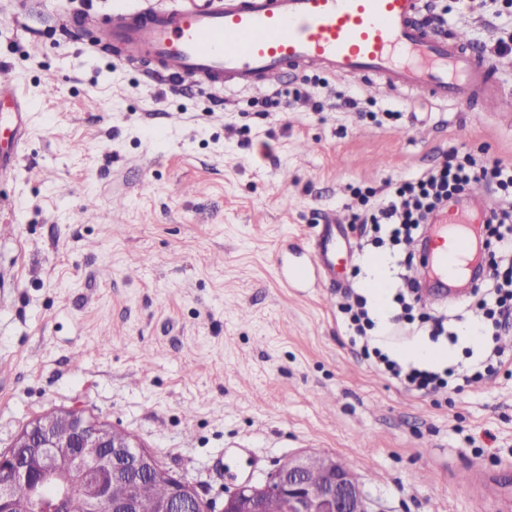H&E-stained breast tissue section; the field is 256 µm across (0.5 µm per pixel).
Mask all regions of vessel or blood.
Instances as JSON below:
<instances>
[{
	"instance_id": "vessel-or-blood-1",
	"label": "vessel or blood",
	"mask_w": 512,
	"mask_h": 512,
	"mask_svg": "<svg viewBox=\"0 0 512 512\" xmlns=\"http://www.w3.org/2000/svg\"><path fill=\"white\" fill-rule=\"evenodd\" d=\"M427 0H191L156 8L149 0H119L99 23L103 46L127 61H146L153 74L213 87L279 88L300 69L359 79L364 86L415 91L444 103L472 100L483 112H512V95L495 82L498 62L475 55L468 40L424 24ZM12 116L0 127L11 145L0 152V173L26 135L28 105L0 77V102ZM473 211L450 210L435 220L433 250L420 278L466 275L481 240L484 191L468 188Z\"/></svg>"
}]
</instances>
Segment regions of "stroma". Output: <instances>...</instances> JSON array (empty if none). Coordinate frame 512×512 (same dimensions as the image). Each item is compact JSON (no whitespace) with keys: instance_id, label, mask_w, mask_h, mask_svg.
I'll return each instance as SVG.
<instances>
[{"instance_id":"stroma-1","label":"stroma","mask_w":512,"mask_h":512,"mask_svg":"<svg viewBox=\"0 0 512 512\" xmlns=\"http://www.w3.org/2000/svg\"><path fill=\"white\" fill-rule=\"evenodd\" d=\"M111 0H0V65L30 105L0 176V451L32 420L79 409L131 435L213 512L225 491L293 454L353 466L375 512H499L477 469L512 496V373L421 395L352 346L339 312L365 292L354 189L443 165L449 151L512 164V125L353 78L289 73L295 101L149 80L90 48ZM446 29L484 54L512 44V0ZM353 98V108L340 106ZM355 253L285 285L328 220ZM150 364H143V353Z\"/></svg>"}]
</instances>
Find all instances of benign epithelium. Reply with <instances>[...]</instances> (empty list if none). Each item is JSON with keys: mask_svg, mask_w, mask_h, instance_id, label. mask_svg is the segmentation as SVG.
Instances as JSON below:
<instances>
[{"mask_svg": "<svg viewBox=\"0 0 512 512\" xmlns=\"http://www.w3.org/2000/svg\"><path fill=\"white\" fill-rule=\"evenodd\" d=\"M60 447L73 452L63 456ZM314 471L317 480L310 477ZM143 473L170 488L155 512H206L196 488L163 470L130 435L111 432L93 415L63 410L52 420L30 422L12 448L0 452V512H67L74 488L88 512H139L137 498L120 488ZM270 498L283 512H372L355 472L317 453L293 455L263 480L238 487L224 497V512H264Z\"/></svg>", "mask_w": 512, "mask_h": 512, "instance_id": "benign-epithelium-1", "label": "benign epithelium"}]
</instances>
